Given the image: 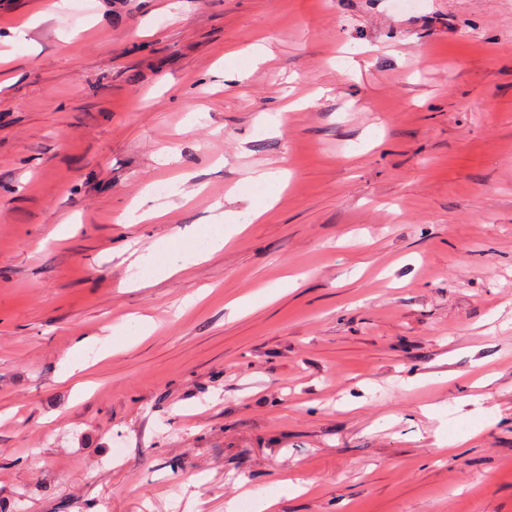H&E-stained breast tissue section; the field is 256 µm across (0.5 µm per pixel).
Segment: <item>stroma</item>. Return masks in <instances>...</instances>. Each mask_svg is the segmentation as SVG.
<instances>
[{
	"instance_id": "stroma-1",
	"label": "stroma",
	"mask_w": 512,
	"mask_h": 512,
	"mask_svg": "<svg viewBox=\"0 0 512 512\" xmlns=\"http://www.w3.org/2000/svg\"><path fill=\"white\" fill-rule=\"evenodd\" d=\"M171 1L0 0V512H512V0ZM223 219L225 222L227 220V224H234V226L229 230L227 235H225L224 229H220L214 234H211L205 246L201 249L185 250L172 238L166 245L162 263L157 269L155 279L171 277L186 269L190 264H194L199 260L224 250V246L230 241L231 236L241 232L245 228V225L239 224L233 213L226 215L224 212Z\"/></svg>"
}]
</instances>
